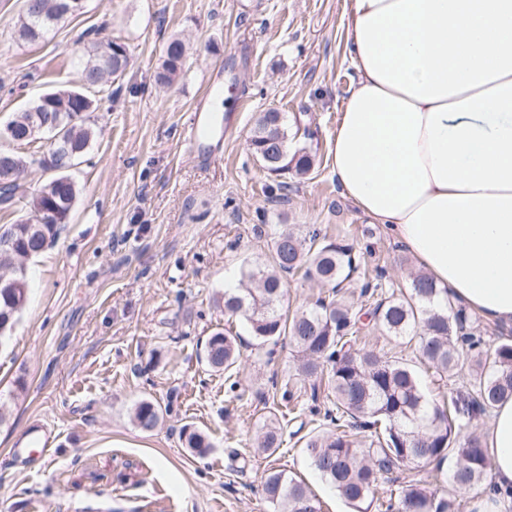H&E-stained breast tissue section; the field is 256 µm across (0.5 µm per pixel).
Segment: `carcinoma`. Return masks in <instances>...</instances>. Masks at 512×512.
<instances>
[{
  "mask_svg": "<svg viewBox=\"0 0 512 512\" xmlns=\"http://www.w3.org/2000/svg\"><path fill=\"white\" fill-rule=\"evenodd\" d=\"M49 21L32 25L27 14L19 18L16 35L34 44L44 40L55 20L76 15L74 0H33ZM121 54L105 58L107 49L92 47L82 64L80 90H58L41 95L33 106L45 105V115L56 126L43 127L30 121L32 109L19 113L7 126L28 133L29 144L44 134L62 135L85 155L95 130L88 113L101 108L91 92L124 75L129 65L125 45L114 42ZM187 56L183 39L173 36L163 47L157 80L170 84L182 71ZM248 149L269 174L288 186V177L310 172L315 156L305 147L289 146L284 113L262 112L251 131ZM49 195H28L24 184L11 181L0 186V210L22 203L29 216L14 225L17 244L9 255L0 251V340L7 338L28 296L24 261L41 253L54 241L60 225L68 222L76 186L67 175L58 174L45 184ZM60 207V223L39 225V236L28 235L30 222L41 217L50 201ZM273 264L241 270V287L224 292V314L250 325L257 345L289 337L298 354L297 376L310 388L311 399L326 391L330 404L319 425L299 438L311 464L348 503L351 512H458L464 496L486 480L491 462L484 435L474 428L463 441L455 413L470 422L491 414L495 406L512 399V341L504 339L486 348L482 330L470 314L448 300L426 275L410 278L406 288L394 289L383 282L384 273L369 277L360 270L361 256L353 247L323 235L319 228L288 231L272 243ZM362 272L360 296L371 300L368 308H355L347 301L353 274ZM302 275L331 288L335 299H318L292 316L282 312L288 278ZM375 326L394 339L416 340L418 363L399 352L378 354L359 347L363 330ZM243 345L238 336L217 331L209 337L203 353L206 365L229 374L239 368ZM433 370L440 381L454 385L464 371L469 378L456 389L452 407L430 401L424 393L417 365ZM288 421L301 417L294 386L283 383L275 389L269 415L262 422L253 444L256 450L273 453L283 444L280 408ZM162 418L161 405L144 399L133 412V422L143 432L153 431ZM185 446L197 455L211 447L197 429L183 428ZM457 458L452 475L455 496L440 495L433 484L440 481L435 470L423 478L405 481L393 490L380 478L395 469L422 462H442L448 454ZM263 499L270 512H321L320 501L307 485L283 470H271L261 479Z\"/></svg>",
  "mask_w": 512,
  "mask_h": 512,
  "instance_id": "cac0c4a2",
  "label": "carcinoma"
}]
</instances>
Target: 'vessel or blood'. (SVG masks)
I'll return each instance as SVG.
<instances>
[{
  "mask_svg": "<svg viewBox=\"0 0 512 512\" xmlns=\"http://www.w3.org/2000/svg\"><path fill=\"white\" fill-rule=\"evenodd\" d=\"M207 94L201 98L187 121L184 129V139L190 150H197L213 143L222 141L228 128V115L213 109V101L226 97L232 98L236 107H243L248 100L234 86L231 78L207 76L204 81Z\"/></svg>",
  "mask_w": 512,
  "mask_h": 512,
  "instance_id": "vessel-or-blood-1",
  "label": "vessel or blood"
}]
</instances>
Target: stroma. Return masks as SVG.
<instances>
[{
  "label": "stroma",
  "mask_w": 512,
  "mask_h": 512,
  "mask_svg": "<svg viewBox=\"0 0 512 512\" xmlns=\"http://www.w3.org/2000/svg\"><path fill=\"white\" fill-rule=\"evenodd\" d=\"M23 5L0 0V126L46 92L80 87L84 30L124 43L130 59L101 89L112 107L90 115L96 135L71 172L69 222L26 261L28 300L0 344V512H269L258 486L270 468L304 479L322 512H349L293 438L269 456L253 448L269 380L293 377L296 352L253 347L223 300L243 266L271 263L272 237L291 224L372 247L387 280L407 283L416 270L330 171L354 75L345 0H87L37 44L16 39ZM174 35L191 50L167 86L156 74ZM211 72L231 74L250 99L213 158L179 137ZM270 109L303 128L291 144L316 157L284 189L247 149ZM224 329L246 345L233 392L201 361ZM145 398L165 408L149 433L132 421ZM187 425L208 436L204 457L186 448Z\"/></svg>",
  "instance_id": "obj_1"
}]
</instances>
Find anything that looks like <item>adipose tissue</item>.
<instances>
[{"mask_svg":"<svg viewBox=\"0 0 512 512\" xmlns=\"http://www.w3.org/2000/svg\"><path fill=\"white\" fill-rule=\"evenodd\" d=\"M354 75L329 157L343 197L449 298L512 323V0H350ZM512 507V399L486 433Z\"/></svg>","mask_w":512,"mask_h":512,"instance_id":"obj_1","label":"adipose tissue"}]
</instances>
